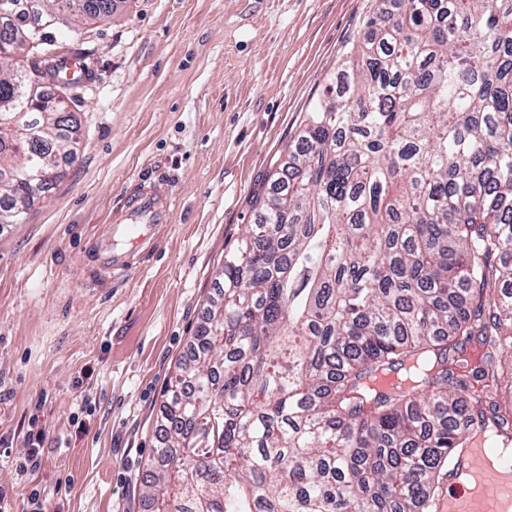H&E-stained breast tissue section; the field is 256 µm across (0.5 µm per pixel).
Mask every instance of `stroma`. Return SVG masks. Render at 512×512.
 <instances>
[{
  "label": "stroma",
  "mask_w": 512,
  "mask_h": 512,
  "mask_svg": "<svg viewBox=\"0 0 512 512\" xmlns=\"http://www.w3.org/2000/svg\"><path fill=\"white\" fill-rule=\"evenodd\" d=\"M370 0H115L63 31L87 80L68 87L81 150L65 178L0 227V486L64 512H150L143 466L176 362L203 319L253 197L293 146ZM159 179L173 218L143 269L87 286L84 241L105 231L132 180ZM87 427L77 430L75 418ZM50 453L19 471L25 436Z\"/></svg>",
  "instance_id": "stroma-1"
}]
</instances>
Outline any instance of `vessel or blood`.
Returning a JSON list of instances; mask_svg holds the SVG:
<instances>
[{
    "label": "vessel or blood",
    "mask_w": 512,
    "mask_h": 512,
    "mask_svg": "<svg viewBox=\"0 0 512 512\" xmlns=\"http://www.w3.org/2000/svg\"><path fill=\"white\" fill-rule=\"evenodd\" d=\"M173 197L162 182L138 181L113 206L107 232L86 243L88 286L120 281L142 268L153 252L162 225L171 223ZM471 474L465 485L442 493L435 512H504L512 504V462L496 463L484 444L467 449Z\"/></svg>",
    "instance_id": "b4317fda"
}]
</instances>
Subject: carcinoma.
I'll list each match as a JSON object with an SVG mask.
<instances>
[{"label":"carcinoma","mask_w":512,"mask_h":512,"mask_svg":"<svg viewBox=\"0 0 512 512\" xmlns=\"http://www.w3.org/2000/svg\"><path fill=\"white\" fill-rule=\"evenodd\" d=\"M103 19L112 0H72ZM371 0L166 390L153 512H433L512 445V0ZM0 0V224L74 162L67 68Z\"/></svg>","instance_id":"cac0c4a2"}]
</instances>
